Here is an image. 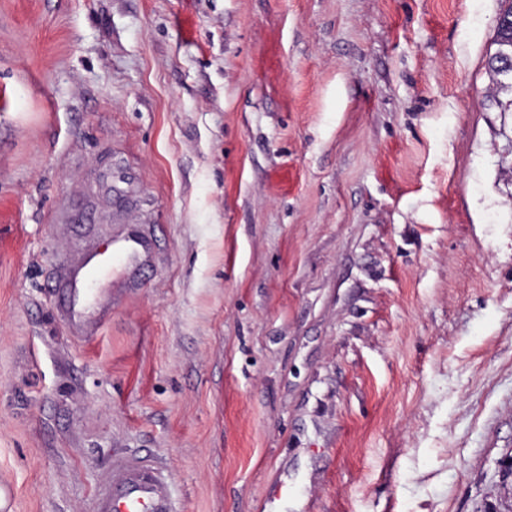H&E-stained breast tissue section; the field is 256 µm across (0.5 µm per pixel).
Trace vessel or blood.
<instances>
[{
  "label": "vessel or blood",
  "mask_w": 512,
  "mask_h": 512,
  "mask_svg": "<svg viewBox=\"0 0 512 512\" xmlns=\"http://www.w3.org/2000/svg\"><path fill=\"white\" fill-rule=\"evenodd\" d=\"M148 249L146 241L125 240L113 244L111 256L87 253L67 281L72 320L89 324L99 311L95 284L112 266L136 263ZM94 512H174V490L167 466L156 457L133 455L115 463L94 498Z\"/></svg>",
  "instance_id": "obj_1"
}]
</instances>
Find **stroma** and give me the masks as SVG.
Masks as SVG:
<instances>
[{
    "mask_svg": "<svg viewBox=\"0 0 512 512\" xmlns=\"http://www.w3.org/2000/svg\"><path fill=\"white\" fill-rule=\"evenodd\" d=\"M505 0H0V477L93 512H480L512 448ZM152 243L75 334L56 282ZM497 19L494 44L499 51L490 54L487 61L486 99L497 112L512 113V1ZM94 512H175L167 466L153 455H133L112 466L94 498Z\"/></svg>",
    "mask_w": 512,
    "mask_h": 512,
    "instance_id": "obj_1",
    "label": "stroma"
}]
</instances>
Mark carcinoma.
Returning <instances> with one entry per match:
<instances>
[{"mask_svg":"<svg viewBox=\"0 0 512 512\" xmlns=\"http://www.w3.org/2000/svg\"><path fill=\"white\" fill-rule=\"evenodd\" d=\"M494 44L500 50L487 61L486 99L496 111L512 113V5L497 19Z\"/></svg>","mask_w":512,"mask_h":512,"instance_id":"cac0c4a2","label":"carcinoma"}]
</instances>
